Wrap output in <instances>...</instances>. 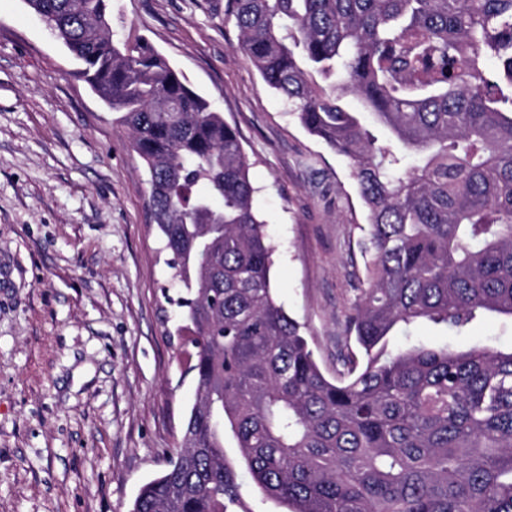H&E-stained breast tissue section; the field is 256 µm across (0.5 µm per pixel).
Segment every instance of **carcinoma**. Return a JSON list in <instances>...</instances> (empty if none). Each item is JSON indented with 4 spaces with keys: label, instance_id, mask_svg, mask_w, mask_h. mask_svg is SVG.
Instances as JSON below:
<instances>
[{
    "label": "carcinoma",
    "instance_id": "cac0c4a2",
    "mask_svg": "<svg viewBox=\"0 0 512 512\" xmlns=\"http://www.w3.org/2000/svg\"><path fill=\"white\" fill-rule=\"evenodd\" d=\"M25 2L130 132L185 291L195 400L130 512H228L226 434L288 512H512V347L386 346L420 322L512 318V0H227L239 48L368 211L345 320L362 360L333 379L274 297L238 129L145 38L114 37L112 0Z\"/></svg>",
    "mask_w": 512,
    "mask_h": 512
}]
</instances>
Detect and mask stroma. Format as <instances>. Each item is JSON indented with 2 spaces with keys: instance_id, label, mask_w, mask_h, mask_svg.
I'll use <instances>...</instances> for the list:
<instances>
[{
  "instance_id": "stroma-1",
  "label": "stroma",
  "mask_w": 512,
  "mask_h": 512,
  "mask_svg": "<svg viewBox=\"0 0 512 512\" xmlns=\"http://www.w3.org/2000/svg\"><path fill=\"white\" fill-rule=\"evenodd\" d=\"M227 0H112L239 130L271 283L327 377L354 341L367 212L350 168L309 135L237 48ZM24 3L0 0V512H128L178 446L194 401L188 340L147 207L145 165L116 114ZM512 345V322L461 336L422 323L389 338ZM248 512H283L232 438Z\"/></svg>"
}]
</instances>
